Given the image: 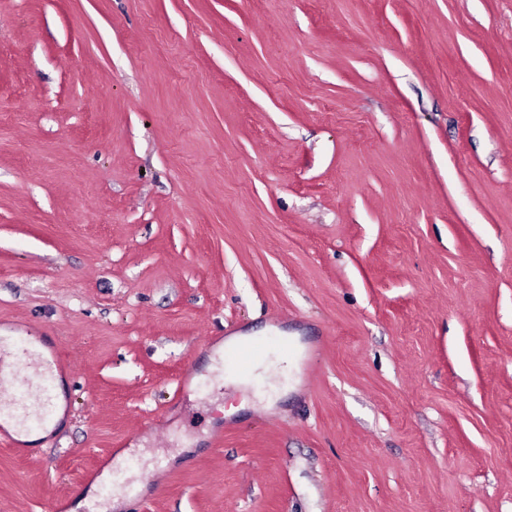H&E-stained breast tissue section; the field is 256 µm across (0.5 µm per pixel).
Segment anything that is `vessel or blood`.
<instances>
[{"label": "vessel or blood", "mask_w": 512, "mask_h": 512, "mask_svg": "<svg viewBox=\"0 0 512 512\" xmlns=\"http://www.w3.org/2000/svg\"><path fill=\"white\" fill-rule=\"evenodd\" d=\"M11 369V384L0 385V415L22 421L33 414H48L53 405L47 386L54 371L26 336L0 342V372Z\"/></svg>", "instance_id": "obj_1"}]
</instances>
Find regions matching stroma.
Returning <instances> with one entry per match:
<instances>
[{
  "mask_svg": "<svg viewBox=\"0 0 512 512\" xmlns=\"http://www.w3.org/2000/svg\"><path fill=\"white\" fill-rule=\"evenodd\" d=\"M4 332L0 512H512V0H0ZM21 346L26 370L21 368L11 373L9 389L3 386L5 366L12 367L16 357L15 347ZM55 361L45 359L28 336H17L14 340L0 343V415L23 421L31 414L47 415L53 405L52 394L47 383L52 377Z\"/></svg>",
  "mask_w": 512,
  "mask_h": 512,
  "instance_id": "1",
  "label": "stroma"
}]
</instances>
